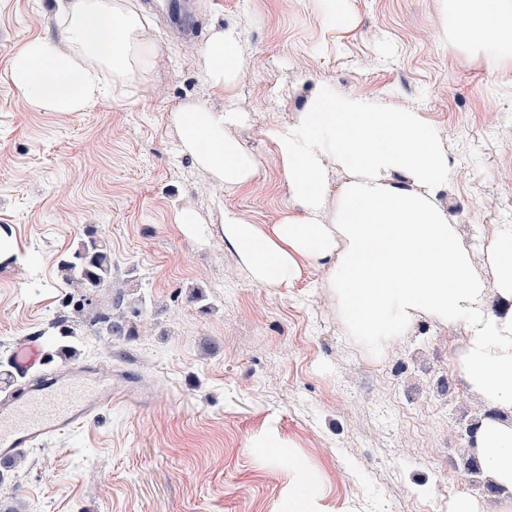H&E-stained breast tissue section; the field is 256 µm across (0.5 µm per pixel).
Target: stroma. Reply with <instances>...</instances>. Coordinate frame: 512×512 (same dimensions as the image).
<instances>
[{
    "label": "stroma",
    "mask_w": 512,
    "mask_h": 512,
    "mask_svg": "<svg viewBox=\"0 0 512 512\" xmlns=\"http://www.w3.org/2000/svg\"><path fill=\"white\" fill-rule=\"evenodd\" d=\"M155 52L129 88L78 112L34 109L8 81L35 37L58 32L53 0H0V362L40 338L48 368L111 366L117 400L89 423L30 448L0 479V512H290L298 469L313 512H451L470 497L501 512L464 469L465 427L487 409L453 361L465 330L418 317L381 344L355 336L301 261L287 286L253 283L224 242L232 209L250 224L290 210L269 128L295 123L321 91L369 109H409L438 131L449 176L436 188L487 287V249L512 225V67L488 68L448 42L442 0H189L198 31L174 33L157 0H127ZM240 33V78L205 79L202 50ZM244 112L229 128L259 161L217 185L181 152L171 115ZM190 212L193 223L179 214ZM112 259L98 309L123 293V337L89 330L57 269L86 233ZM74 320L72 354L44 328Z\"/></svg>",
    "instance_id": "35a3bbf8"
}]
</instances>
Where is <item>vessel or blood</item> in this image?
<instances>
[{"mask_svg":"<svg viewBox=\"0 0 512 512\" xmlns=\"http://www.w3.org/2000/svg\"><path fill=\"white\" fill-rule=\"evenodd\" d=\"M11 378L26 379L23 395L0 393V460L74 429L112 404V373L97 364L39 375L41 346L32 341L11 351Z\"/></svg>","mask_w":512,"mask_h":512,"instance_id":"1","label":"vessel or blood"}]
</instances>
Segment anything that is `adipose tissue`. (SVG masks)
<instances>
[{"mask_svg": "<svg viewBox=\"0 0 512 512\" xmlns=\"http://www.w3.org/2000/svg\"><path fill=\"white\" fill-rule=\"evenodd\" d=\"M451 43L491 65H512V0H444ZM61 37L28 41L12 58L9 79L35 108L77 112L98 98L102 78L132 83L153 45L140 17L123 0H66ZM240 36L215 32L203 50L204 76L233 85ZM171 121L180 149L215 183L235 187L253 178L257 158L227 128L246 124L242 112L188 106ZM298 210L272 225L224 214L225 243L251 279L288 285L300 260L329 267L326 288L360 338L381 342L422 315L463 324L459 366L495 409L512 413V225L490 248L497 286L488 290L459 241L434 190L448 177L440 134L411 110L377 112L330 94L313 97L298 123L267 131ZM348 175L339 205L327 211L328 172ZM484 472L512 491V424L487 420L477 435Z\"/></svg>", "mask_w": 512, "mask_h": 512, "instance_id": "adipose-tissue-1", "label": "adipose tissue"}]
</instances>
